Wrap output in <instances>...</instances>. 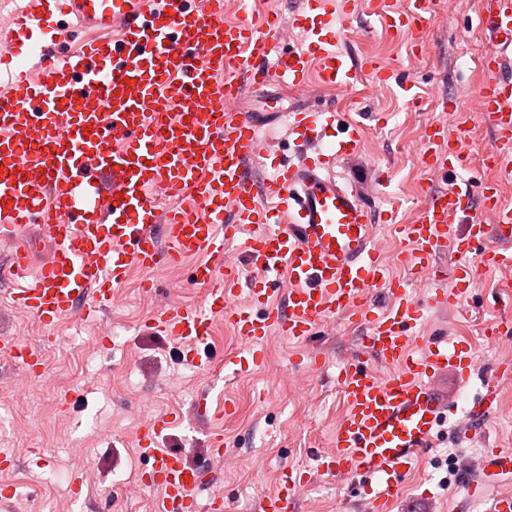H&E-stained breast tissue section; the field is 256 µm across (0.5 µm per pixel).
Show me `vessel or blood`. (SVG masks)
Instances as JSON below:
<instances>
[{"mask_svg": "<svg viewBox=\"0 0 512 512\" xmlns=\"http://www.w3.org/2000/svg\"><path fill=\"white\" fill-rule=\"evenodd\" d=\"M8 31H0V74L12 90L0 95V242L15 243L11 271L24 286L13 305L50 328L83 305L84 320L98 317L131 271L142 275L145 293L164 264L192 259L190 283L204 305L173 304L153 321L176 337L187 359L211 335L216 320L229 322L243 341L239 357L224 371L258 364L260 345L274 333L306 343L320 328L345 317L364 326L360 349L392 367L381 378L345 362L336 382L346 405L329 451L315 455L317 469L345 481L374 478L378 489L369 512H388L405 475L434 441L437 426L454 407L431 384L448 370L468 379L469 349L444 336H425L429 310L456 306L478 269H512V206L499 196L512 182V0H486L480 22L491 47L478 97L480 119L494 132L483 156L488 182L469 185L459 175L470 159L451 135L450 118L432 120L417 143L421 161L454 182L435 191L412 223L387 230L409 246L408 264L425 272L440 253L454 251L453 288L415 299L411 283L387 277L383 243L373 229L372 207L331 171L336 156L355 151L358 131L344 127L330 138L337 113L309 108L293 112L292 126L307 150L257 178L252 167L262 153L260 129L280 116L275 108L253 116L235 106L257 79L307 93L309 64L317 62L326 87L345 88L369 71L393 79L388 63L369 58L348 62L336 51L342 30L331 0H301L289 19L253 22L252 0H237L240 18L224 20V0H21ZM385 30L403 35L418 29L429 0H409L398 11L391 0H369ZM301 31L307 45L271 58V44L285 27ZM86 33L66 55L49 42L70 30ZM341 125V124H340ZM169 207L160 208V199ZM464 224L457 235L455 224ZM54 244L50 261L30 272L18 242L31 227ZM248 281H241V270ZM288 283L285 304L268 292ZM249 298L240 301L239 287ZM389 303H369L370 288ZM0 350L43 380L47 365L33 347L14 338ZM499 398L489 386L458 422L470 437L475 422ZM174 421L155 417L139 430L141 453L151 459L147 487L163 494L165 512H195L206 482L203 467L157 448ZM512 478V449L493 448L466 480V498L491 496L490 512H512V494L495 492ZM296 479H286L260 502V512H295Z\"/></svg>", "mask_w": 512, "mask_h": 512, "instance_id": "b4317fda", "label": "vessel or blood"}]
</instances>
